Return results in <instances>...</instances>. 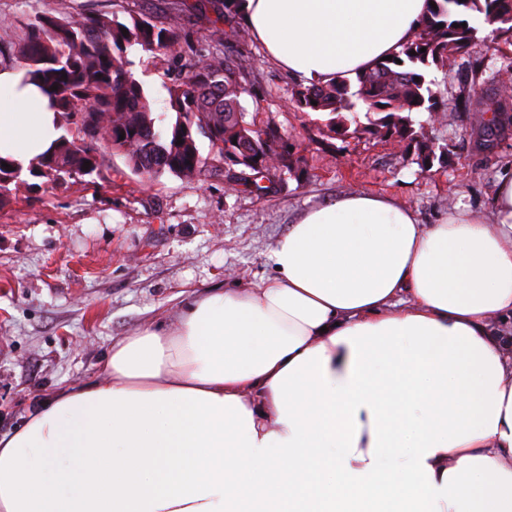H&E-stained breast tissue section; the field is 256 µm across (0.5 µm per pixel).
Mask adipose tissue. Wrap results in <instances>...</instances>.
Here are the masks:
<instances>
[{
  "label": "adipose tissue",
  "mask_w": 512,
  "mask_h": 512,
  "mask_svg": "<svg viewBox=\"0 0 512 512\" xmlns=\"http://www.w3.org/2000/svg\"><path fill=\"white\" fill-rule=\"evenodd\" d=\"M426 0H246L268 60L355 79ZM62 130L0 65V156ZM272 276L193 294L0 434V512H512V175L434 224L366 192L303 212Z\"/></svg>",
  "instance_id": "adipose-tissue-1"
}]
</instances>
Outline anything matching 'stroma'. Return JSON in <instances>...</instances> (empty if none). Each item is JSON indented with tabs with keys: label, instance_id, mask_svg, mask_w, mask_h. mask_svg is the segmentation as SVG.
Instances as JSON below:
<instances>
[{
	"label": "stroma",
	"instance_id": "35a3bbf8",
	"mask_svg": "<svg viewBox=\"0 0 512 512\" xmlns=\"http://www.w3.org/2000/svg\"><path fill=\"white\" fill-rule=\"evenodd\" d=\"M169 0H0V44L34 15L90 12L158 15ZM249 112L288 138L295 168L275 171L264 195L227 188L223 177L142 178L106 150L101 174L52 184L0 208V433L14 430L63 385L102 379L112 342L145 327L173 325L193 293L271 275L269 249L303 211L364 191L394 198L433 224L449 209L489 211L500 177L512 174V133L481 145L480 118L453 111L458 87L428 73L438 112L416 113L436 152L431 168L393 139L353 135L328 142L325 116L300 112L296 85L251 44ZM137 64L154 112L173 122L165 82L186 57L138 48Z\"/></svg>",
	"mask_w": 512,
	"mask_h": 512
}]
</instances>
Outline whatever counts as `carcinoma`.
Masks as SVG:
<instances>
[{"mask_svg":"<svg viewBox=\"0 0 512 512\" xmlns=\"http://www.w3.org/2000/svg\"><path fill=\"white\" fill-rule=\"evenodd\" d=\"M245 0H198L196 10L212 8L215 22L232 21ZM426 14L413 38L392 60L379 63L355 80L339 79L321 87L297 86L295 103L303 112L327 115L325 128L332 139L346 140L361 133L389 137L418 151L421 167L433 164L435 151L423 129L415 128L412 114L438 110L431 68L445 69L449 61L472 59L471 84L460 109L483 115L490 123L507 126L508 107L499 97L490 105L479 92L483 68L479 47L484 39L465 15L477 12L503 24L498 35L512 44V0H427ZM184 3L177 0L161 19L131 14L120 22L108 13L44 16L19 26L15 40L0 50L4 62H17L28 77L51 96L64 130L55 149L29 169L34 178L61 179L91 175L105 166L101 146L121 152L132 170L148 179L166 172L187 180L205 181L224 174V165L242 167L251 175L243 190L261 192L277 155L276 132L265 139L248 119L244 96L249 58L246 33L233 30L241 45L237 59L224 53L222 38L184 72L169 78L167 92L175 122L163 128L154 115L143 86L133 75V61L124 56L131 47L177 55L182 52ZM466 27H461V24ZM128 30L123 34L121 29ZM426 51H421V48ZM401 63H396V60ZM58 89H52V86ZM316 104H311V101ZM208 139L210 156L200 154L197 136ZM182 143H177V140ZM90 162L88 171L83 163ZM0 206L33 185L13 165L1 166Z\"/></svg>","mask_w":512,"mask_h":512,"instance_id":"carcinoma-1","label":"carcinoma"}]
</instances>
